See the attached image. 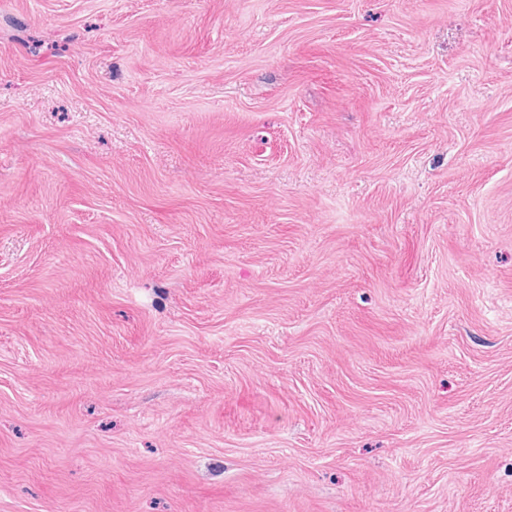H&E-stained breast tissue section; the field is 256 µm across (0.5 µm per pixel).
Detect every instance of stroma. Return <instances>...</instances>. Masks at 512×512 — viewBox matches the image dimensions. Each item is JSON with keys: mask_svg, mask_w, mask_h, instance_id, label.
Returning a JSON list of instances; mask_svg holds the SVG:
<instances>
[{"mask_svg": "<svg viewBox=\"0 0 512 512\" xmlns=\"http://www.w3.org/2000/svg\"><path fill=\"white\" fill-rule=\"evenodd\" d=\"M0 512H512V0H0Z\"/></svg>", "mask_w": 512, "mask_h": 512, "instance_id": "35a3bbf8", "label": "stroma"}]
</instances>
